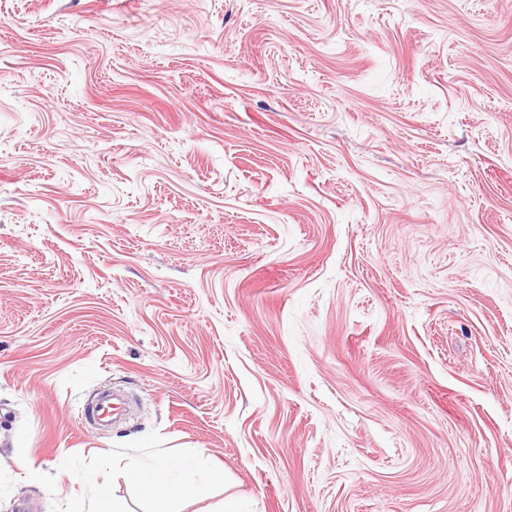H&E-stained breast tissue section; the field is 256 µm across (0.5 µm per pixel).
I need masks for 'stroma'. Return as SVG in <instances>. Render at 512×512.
Segmentation results:
<instances>
[{
    "mask_svg": "<svg viewBox=\"0 0 512 512\" xmlns=\"http://www.w3.org/2000/svg\"><path fill=\"white\" fill-rule=\"evenodd\" d=\"M196 455L173 512H512V0H0V512Z\"/></svg>",
    "mask_w": 512,
    "mask_h": 512,
    "instance_id": "1",
    "label": "stroma"
}]
</instances>
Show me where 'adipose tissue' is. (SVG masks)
<instances>
[{
    "mask_svg": "<svg viewBox=\"0 0 512 512\" xmlns=\"http://www.w3.org/2000/svg\"><path fill=\"white\" fill-rule=\"evenodd\" d=\"M129 479L141 493L159 503L180 501L204 496L216 480V473L208 471L201 461L182 460L179 466H171L162 459L130 470Z\"/></svg>",
    "mask_w": 512,
    "mask_h": 512,
    "instance_id": "1",
    "label": "adipose tissue"
}]
</instances>
